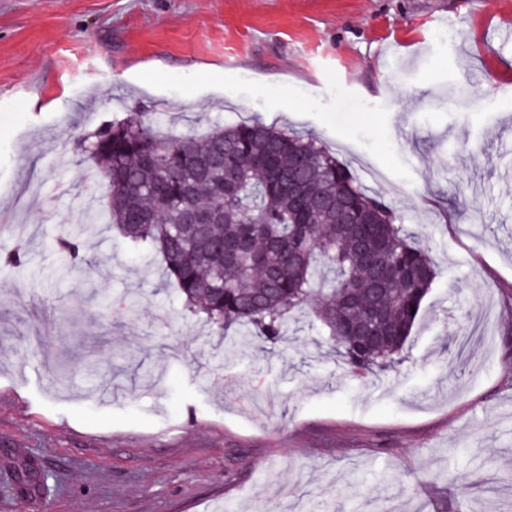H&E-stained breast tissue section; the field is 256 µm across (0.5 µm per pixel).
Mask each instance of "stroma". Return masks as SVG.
<instances>
[{
  "label": "stroma",
  "mask_w": 512,
  "mask_h": 512,
  "mask_svg": "<svg viewBox=\"0 0 512 512\" xmlns=\"http://www.w3.org/2000/svg\"><path fill=\"white\" fill-rule=\"evenodd\" d=\"M113 112L325 142L439 270L403 361L350 376L309 312L220 352L106 222ZM508 134L512 0H0V512H512ZM82 237L83 233L81 232H71L66 238L53 242L51 244V248L62 252L67 257L70 266L72 267L77 262L82 261V256L80 254Z\"/></svg>",
  "instance_id": "1"
}]
</instances>
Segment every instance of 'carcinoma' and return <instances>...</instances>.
I'll use <instances>...</instances> for the list:
<instances>
[{
    "mask_svg": "<svg viewBox=\"0 0 512 512\" xmlns=\"http://www.w3.org/2000/svg\"><path fill=\"white\" fill-rule=\"evenodd\" d=\"M105 181L112 229L165 265L185 310L225 335L288 339L291 313L312 295L329 348L351 373L386 371L401 354L436 269L426 247L398 223L318 139L243 121L204 133L162 131L145 112H124L76 138ZM189 206L222 209L215 224H187ZM376 224L345 223L341 213ZM83 233L51 244L70 265ZM238 246L236 263L224 247ZM377 308L388 337L374 346L353 327Z\"/></svg>",
    "mask_w": 512,
    "mask_h": 512,
    "instance_id": "1",
    "label": "carcinoma"
}]
</instances>
